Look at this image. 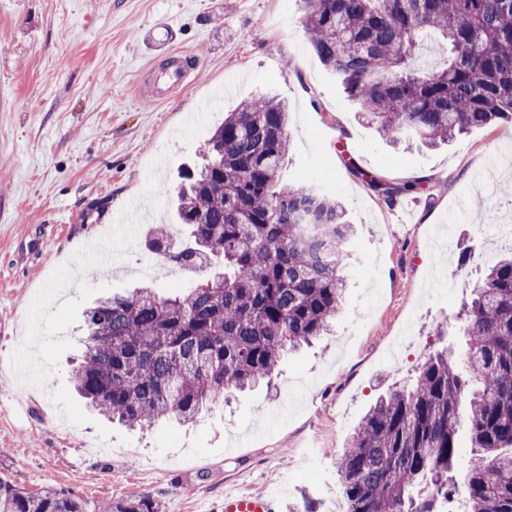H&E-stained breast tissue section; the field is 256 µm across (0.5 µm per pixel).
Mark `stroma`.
I'll return each mask as SVG.
<instances>
[{"label": "stroma", "instance_id": "1", "mask_svg": "<svg viewBox=\"0 0 512 512\" xmlns=\"http://www.w3.org/2000/svg\"><path fill=\"white\" fill-rule=\"evenodd\" d=\"M304 14L303 0H0V481L73 493L90 512L145 494L159 512H217L228 489H279L329 512L336 456L370 406L431 353H464L459 258H491L495 229L512 225V124L391 146L319 61ZM175 50L193 61L187 84L157 92ZM261 91L288 104L286 177L318 180L355 226L336 329L283 360L271 388L192 424L112 425L70 385L83 313L111 292L169 296L208 276L149 268L148 229L187 238L164 189ZM369 174L422 180L432 195L390 206ZM463 195L468 222L449 252L432 249ZM119 225L133 233L114 275L87 248ZM315 462L317 485L300 478Z\"/></svg>", "mask_w": 512, "mask_h": 512}]
</instances>
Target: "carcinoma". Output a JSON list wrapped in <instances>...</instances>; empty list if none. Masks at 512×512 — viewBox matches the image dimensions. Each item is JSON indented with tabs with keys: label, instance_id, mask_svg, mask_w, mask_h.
<instances>
[{
	"label": "carcinoma",
	"instance_id": "obj_1",
	"mask_svg": "<svg viewBox=\"0 0 512 512\" xmlns=\"http://www.w3.org/2000/svg\"><path fill=\"white\" fill-rule=\"evenodd\" d=\"M309 42L343 92L396 145L436 146L512 122V0H304ZM441 61L415 66L425 42ZM209 155L178 186L190 242L165 224L155 251L186 269L223 271L172 297L114 293L86 310L70 380L89 407L130 429L194 421L235 392L270 383L283 357L330 334L345 290L352 225L325 193L283 179L288 107L261 94L228 113ZM385 203L422 183L366 180ZM466 368L431 355L411 385L377 399L336 458L346 512H512V251L484 269L460 310ZM472 457L457 484L459 409ZM0 512H86L70 493L31 495L0 481ZM106 512H159L148 495Z\"/></svg>",
	"mask_w": 512,
	"mask_h": 512
}]
</instances>
